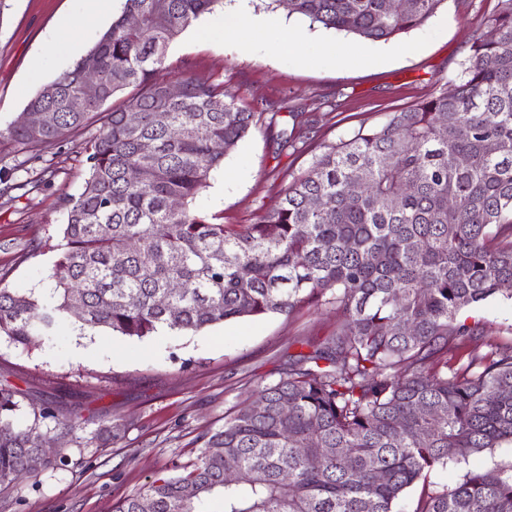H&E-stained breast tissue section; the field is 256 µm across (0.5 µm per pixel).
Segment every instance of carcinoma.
Instances as JSON below:
<instances>
[{"mask_svg":"<svg viewBox=\"0 0 512 512\" xmlns=\"http://www.w3.org/2000/svg\"><path fill=\"white\" fill-rule=\"evenodd\" d=\"M222 2L125 0L99 41L28 100L53 122L0 129V154L52 149L133 88L82 143L88 176L69 200L50 299L0 288V335L27 347L65 322L81 336L197 332L329 293L344 314L336 331L288 359L187 474L152 481L115 512H205L214 497L224 512H406L425 471L512 444V352L451 364L483 335L460 312L512 299V0H498L451 92L326 147L253 224H224L194 203L254 113L220 84L183 77L168 97L154 79L169 45ZM276 2L313 26L388 42L444 0H407L401 13L387 0ZM89 82L96 94L71 110ZM21 410L22 393L0 385L1 486L46 464L54 410L34 408L26 422ZM413 512H512V474L468 471L421 492Z\"/></svg>","mask_w":512,"mask_h":512,"instance_id":"cac0c4a2","label":"carcinoma"}]
</instances>
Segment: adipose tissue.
Segmentation results:
<instances>
[{
	"instance_id": "adipose-tissue-1",
	"label": "adipose tissue",
	"mask_w": 512,
	"mask_h": 512,
	"mask_svg": "<svg viewBox=\"0 0 512 512\" xmlns=\"http://www.w3.org/2000/svg\"><path fill=\"white\" fill-rule=\"evenodd\" d=\"M78 2V11L69 21L53 30L45 40L42 62H49L55 56L58 45L71 39L75 32L111 16L116 0H78ZM248 2L249 0H238L235 11L213 16L206 26L207 32L221 36L225 41L234 43L245 51L269 44L292 52L301 60L315 53L325 63L338 68L363 67L375 62L373 56L339 42L305 47L295 29L286 25L279 17L254 14Z\"/></svg>"
}]
</instances>
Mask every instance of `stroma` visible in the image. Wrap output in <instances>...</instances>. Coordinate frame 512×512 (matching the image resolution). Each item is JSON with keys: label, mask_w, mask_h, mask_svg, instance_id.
Listing matches in <instances>:
<instances>
[{"label": "stroma", "mask_w": 512, "mask_h": 512, "mask_svg": "<svg viewBox=\"0 0 512 512\" xmlns=\"http://www.w3.org/2000/svg\"><path fill=\"white\" fill-rule=\"evenodd\" d=\"M497 0H445L418 29L371 44L376 63L334 69L301 62L286 53L255 48L241 52L214 35L187 29L169 47L154 77L160 82L187 75L223 84L238 104L253 112L250 134L213 174L197 197L201 212L228 224H251L279 206L294 177L325 146L349 139L359 129L384 123L389 114L442 91L462 72L472 37L486 32ZM255 13L285 18L307 43L345 40L339 32L310 26L299 16L250 0ZM77 0H0V127L14 123L28 99L80 59L110 27L103 19L78 33L44 69L33 66L43 37ZM103 113L54 149L31 147L4 158L18 190L0 198V288L20 295H48L51 268L66 222L65 201L78 196L87 176L82 143L95 134ZM300 131V149L282 145L285 129ZM33 189H22L23 181ZM481 322L483 338L459 350L454 367L487 341L512 348V299L495 298L462 313ZM342 315L326 300L303 304L290 315L270 314L211 326L128 339L99 331L78 335L61 327L52 339L23 348L0 336V383L26 393L35 407H52L58 420L79 413V429L54 430L51 457L36 480L0 490V512H113L125 497L155 479L186 474L209 434L257 386L278 380L289 355L332 334ZM115 426L112 441L97 438ZM512 470V444L485 451L468 463H448L426 472L424 489L455 485L467 470ZM422 488V489H423Z\"/></svg>", "instance_id": "1"}]
</instances>
